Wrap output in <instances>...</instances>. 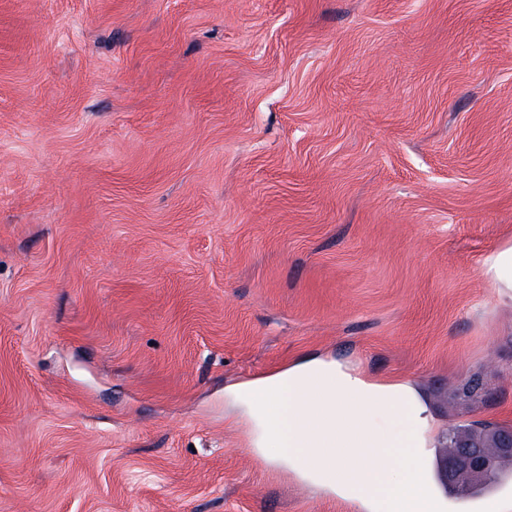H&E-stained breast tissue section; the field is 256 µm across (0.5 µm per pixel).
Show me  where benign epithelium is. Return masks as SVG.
<instances>
[{
  "mask_svg": "<svg viewBox=\"0 0 512 512\" xmlns=\"http://www.w3.org/2000/svg\"><path fill=\"white\" fill-rule=\"evenodd\" d=\"M512 459V427L501 428L494 434L490 446L478 444L473 433L457 438L454 449L442 460L441 471L446 482L463 489L487 481L506 460Z\"/></svg>",
  "mask_w": 512,
  "mask_h": 512,
  "instance_id": "obj_1",
  "label": "benign epithelium"
}]
</instances>
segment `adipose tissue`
Returning <instances> with one entry per match:
<instances>
[{
    "mask_svg": "<svg viewBox=\"0 0 512 512\" xmlns=\"http://www.w3.org/2000/svg\"><path fill=\"white\" fill-rule=\"evenodd\" d=\"M481 275L512 306V239L483 259ZM262 452L299 463L318 484L374 512H439L425 477L429 407L410 383L374 380L358 369L312 359L238 387ZM399 420L400 430L380 424Z\"/></svg>",
    "mask_w": 512,
    "mask_h": 512,
    "instance_id": "ef3b65f1",
    "label": "adipose tissue"
}]
</instances>
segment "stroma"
Listing matches in <instances>:
<instances>
[{"mask_svg":"<svg viewBox=\"0 0 512 512\" xmlns=\"http://www.w3.org/2000/svg\"><path fill=\"white\" fill-rule=\"evenodd\" d=\"M512 0H0V512H367L257 450L306 356L512 426ZM486 377L482 403L459 389ZM481 276L506 304L512 306V239L504 241L484 257Z\"/></svg>","mask_w":512,"mask_h":512,"instance_id":"1","label":"stroma"}]
</instances>
